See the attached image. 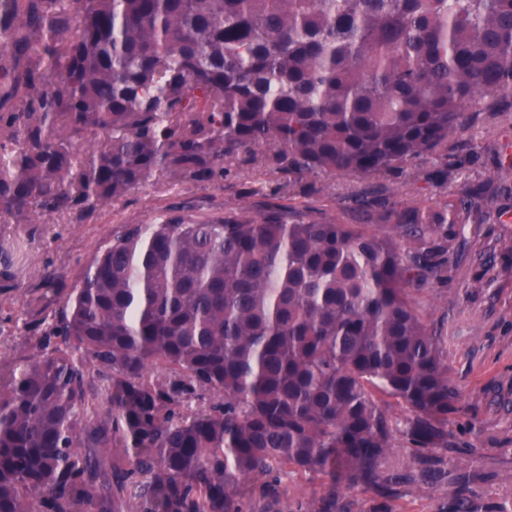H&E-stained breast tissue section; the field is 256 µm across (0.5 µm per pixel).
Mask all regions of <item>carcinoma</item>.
Segmentation results:
<instances>
[{
	"mask_svg": "<svg viewBox=\"0 0 512 512\" xmlns=\"http://www.w3.org/2000/svg\"><path fill=\"white\" fill-rule=\"evenodd\" d=\"M511 92L512 0H0V217L79 223L261 147L293 177L448 169L476 96ZM450 215L114 228L47 300L44 353L0 366V512H278L288 473L321 480L296 512H348L358 488L393 512L460 402L411 292L448 280ZM452 481L442 512H481L473 474Z\"/></svg>",
	"mask_w": 512,
	"mask_h": 512,
	"instance_id": "1",
	"label": "carcinoma"
}]
</instances>
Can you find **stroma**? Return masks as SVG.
<instances>
[{"instance_id": "35a3bbf8", "label": "stroma", "mask_w": 512, "mask_h": 512, "mask_svg": "<svg viewBox=\"0 0 512 512\" xmlns=\"http://www.w3.org/2000/svg\"><path fill=\"white\" fill-rule=\"evenodd\" d=\"M510 141L512 112H478L448 142L459 163L445 183L425 181L437 166L431 159L409 162L383 179L319 173L294 182L265 167L258 148L255 163L231 166L223 182L162 178L97 207L81 224L65 216L44 224L0 222V361L39 355L38 338L55 309L35 310V300L49 287L71 288L116 226L149 224L163 214H254L269 204L346 224H377L381 207L361 210L356 198H383L401 211L455 204L464 186L496 181L495 163ZM448 247V282L426 284L415 294L427 323L441 333L448 377L462 395L461 410L449 417L447 445L432 454L473 464L483 512H512V197L495 198L481 221L449 225ZM52 270L57 278L50 283L45 274ZM454 493L441 473L400 485L392 504L394 512H440Z\"/></svg>"}]
</instances>
